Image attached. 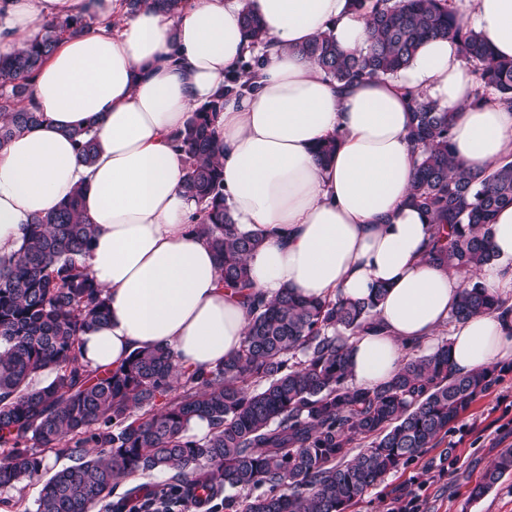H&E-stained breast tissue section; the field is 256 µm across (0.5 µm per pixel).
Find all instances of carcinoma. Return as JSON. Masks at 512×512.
<instances>
[{"label": "carcinoma", "mask_w": 512, "mask_h": 512, "mask_svg": "<svg viewBox=\"0 0 512 512\" xmlns=\"http://www.w3.org/2000/svg\"><path fill=\"white\" fill-rule=\"evenodd\" d=\"M370 17L366 52L341 50L324 30L298 49L328 78L351 82L394 76L430 38L459 42L461 59L477 76L474 102L492 92L512 102V58L494 55L482 37L451 10L448 0H351ZM185 0H124L126 13L153 6L178 14ZM252 46L263 43L261 19L241 15ZM88 26L78 19L45 23L35 39L0 54V149L43 120L20 105L30 81L58 41ZM251 86L235 70L209 103L191 112L174 137L186 154L183 189L199 209L197 232L217 255L221 282L250 312L239 351L211 368L181 371L167 347L139 350L110 372L80 361V336L107 318L104 290L82 259L94 238L74 190L51 211L32 218L12 260L0 265V492L39 479L45 453L74 464L43 484L36 512H151L218 500L235 512H348L367 490L436 446L475 400L497 382V366L458 374L448 343L428 354L418 344L389 380L372 388L349 382V340L382 324L375 308L386 293L367 298H306L285 288L273 298L250 293L246 256L260 245L242 231L224 204L221 149L213 128L224 97ZM412 142L421 148L408 202L434 225L429 258L465 275L450 321L477 314L512 315V305L480 278L494 259L491 225L512 206V161L475 172L451 151L454 113L410 97ZM80 164L96 155L87 129L68 131ZM48 373L43 386L33 378ZM209 422L202 436L194 419ZM169 472L162 484L140 485L112 500L123 479ZM512 474V448L499 453L473 488L481 497ZM263 492L237 501L226 489Z\"/></svg>", "instance_id": "obj_1"}]
</instances>
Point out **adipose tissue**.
Here are the masks:
<instances>
[{
  "mask_svg": "<svg viewBox=\"0 0 512 512\" xmlns=\"http://www.w3.org/2000/svg\"><path fill=\"white\" fill-rule=\"evenodd\" d=\"M495 54L512 58V0H451ZM121 0H0V54L30 42L47 22L87 28L60 42L37 72L30 103L43 122L0 149V259L19 248L33 216L82 187L96 228L86 264L109 299L106 322L81 336L83 364L102 371L135 351L171 348L180 369L215 366L237 352L248 311L224 289L214 250L193 229L182 188L186 156L172 139L249 56L241 13L258 15L267 48L255 90L224 99L215 118L224 196L236 224L261 243L246 257L254 292L364 298L384 329L349 342V380L372 387L402 366L405 348L451 325L459 373L512 359V319L479 314L457 323L464 275L430 261L434 228L407 204L415 154L409 94L452 110L455 160L477 170L512 161V106L474 103L473 76L452 39L423 44L397 75L330 80L297 47L331 30L347 52L370 29L351 0H187L171 16L152 7L124 15ZM91 127L92 166L78 163L69 130ZM336 138L325 163L317 143ZM495 258L480 277L512 295V207L492 226Z\"/></svg>",
  "mask_w": 512,
  "mask_h": 512,
  "instance_id": "obj_1",
  "label": "adipose tissue"
}]
</instances>
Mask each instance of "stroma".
Here are the masks:
<instances>
[{"label": "stroma", "instance_id": "35a3bbf8", "mask_svg": "<svg viewBox=\"0 0 512 512\" xmlns=\"http://www.w3.org/2000/svg\"><path fill=\"white\" fill-rule=\"evenodd\" d=\"M512 447V371L498 382L455 424L436 447L390 474L371 488L353 512H391L390 489L408 484L414 490V512H512V476L478 499L470 492L501 449ZM452 451L454 465L443 461Z\"/></svg>", "mask_w": 512, "mask_h": 512}]
</instances>
